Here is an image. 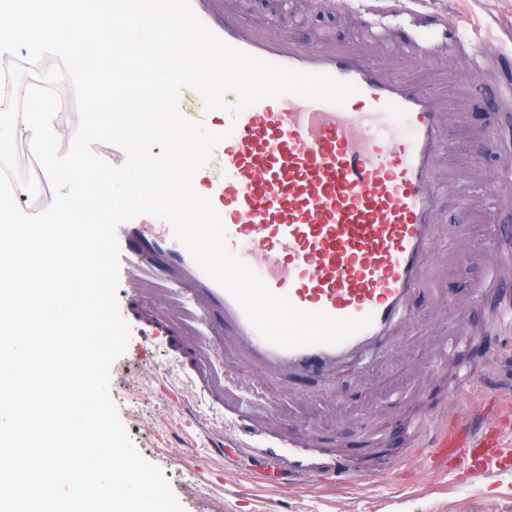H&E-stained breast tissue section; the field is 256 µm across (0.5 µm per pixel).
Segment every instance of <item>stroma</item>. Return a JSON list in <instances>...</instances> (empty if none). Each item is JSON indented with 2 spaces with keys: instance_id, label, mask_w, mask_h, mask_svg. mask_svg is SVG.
<instances>
[{
  "instance_id": "obj_1",
  "label": "stroma",
  "mask_w": 512,
  "mask_h": 512,
  "mask_svg": "<svg viewBox=\"0 0 512 512\" xmlns=\"http://www.w3.org/2000/svg\"><path fill=\"white\" fill-rule=\"evenodd\" d=\"M461 7L470 28L491 41L499 40L489 17L512 20V0H462ZM471 99L476 123L490 130L500 151L512 150V120L500 121L493 112L489 83L474 84ZM171 366L165 343L135 330L125 352L111 365L125 378L111 397L139 453L162 470L184 512H270V494L246 479L243 466L209 454L206 440L190 426L183 411L161 397L157 379ZM237 373L257 385L258 401L266 408L302 410L316 423L332 421L322 395L334 393L351 402L362 391L370 397L382 396L372 412L352 416L339 428L343 453L357 458L368 453V441L382 434L389 441L391 459H399L405 422L416 414L418 399L434 406L448 393L447 371L409 377L390 372L379 362L358 374L345 369L327 382L304 377L281 384L263 379L246 366ZM176 434L193 439L195 454L173 447ZM287 501L288 512H512V478L500 485H485L452 467L447 475L406 483L383 469L369 477L363 488L296 489Z\"/></svg>"
}]
</instances>
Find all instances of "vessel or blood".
Returning <instances> with one entry per match:
<instances>
[{
	"instance_id": "obj_1",
	"label": "vessel or blood",
	"mask_w": 512,
	"mask_h": 512,
	"mask_svg": "<svg viewBox=\"0 0 512 512\" xmlns=\"http://www.w3.org/2000/svg\"><path fill=\"white\" fill-rule=\"evenodd\" d=\"M318 9L358 16L362 40L315 36L306 41L288 23L281 0L274 20L251 18L242 0H190L221 39L264 60L354 83L344 105L285 95L239 115L198 111L197 92L182 89L179 113L222 134L212 162L194 185L210 198L227 243L275 294L297 308L336 318H369L337 345L282 349L266 342L235 300L196 265L167 220L141 214L119 224V274L125 309L144 335L163 337L177 378L161 377L183 410L206 402L199 418L209 450L250 462V482L276 491L311 485L342 487L361 476L343 454L327 459L335 440L304 422L278 415L254 420L246 381L229 383L238 365L268 378L310 374L333 378L366 359L399 364L397 345L417 324L413 302L437 296L448 266L466 259L487 276L468 301L449 303L452 322L437 334L435 359H447L453 393L413 423L401 467L436 476L449 464L474 479L500 483L512 474V300L487 313L498 341L482 343L471 312L495 285L512 278V229L494 225L486 247L446 223L443 196L496 142L470 128L466 144L452 132L465 124L469 72L494 78L498 109L512 106V76H495L487 44L475 40L451 6L431 0H313ZM453 45L469 70L448 67L440 49ZM468 223H492L511 205L496 191L460 200ZM487 395L462 404L473 387Z\"/></svg>"
}]
</instances>
